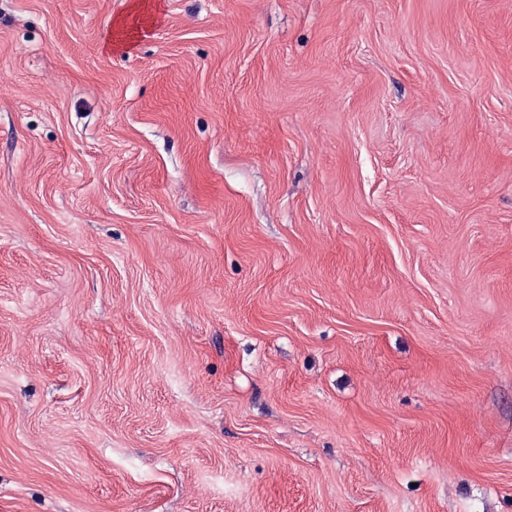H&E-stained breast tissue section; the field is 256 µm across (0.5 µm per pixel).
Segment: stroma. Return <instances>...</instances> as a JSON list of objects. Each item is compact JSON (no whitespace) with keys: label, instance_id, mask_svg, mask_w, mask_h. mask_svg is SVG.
<instances>
[{"label":"stroma","instance_id":"stroma-1","mask_svg":"<svg viewBox=\"0 0 512 512\" xmlns=\"http://www.w3.org/2000/svg\"><path fill=\"white\" fill-rule=\"evenodd\" d=\"M131 2L0 0V512H512V0Z\"/></svg>","mask_w":512,"mask_h":512}]
</instances>
